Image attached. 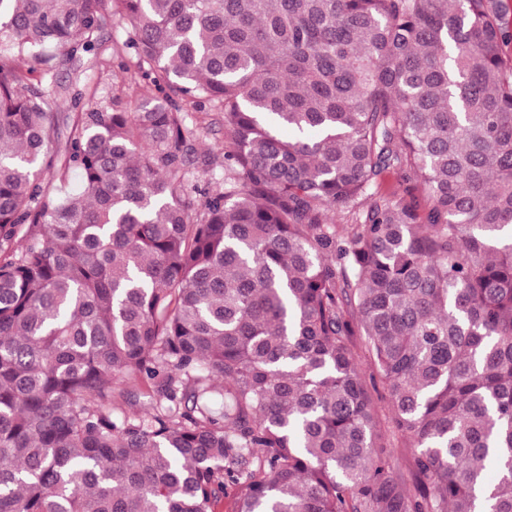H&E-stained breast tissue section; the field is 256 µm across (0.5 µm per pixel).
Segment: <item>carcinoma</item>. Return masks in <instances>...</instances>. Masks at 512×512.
Masks as SVG:
<instances>
[{
    "label": "carcinoma",
    "instance_id": "carcinoma-1",
    "mask_svg": "<svg viewBox=\"0 0 512 512\" xmlns=\"http://www.w3.org/2000/svg\"><path fill=\"white\" fill-rule=\"evenodd\" d=\"M5 2L0 512H512L504 0ZM116 19L153 86L133 108L72 119L14 64L48 75ZM206 111L208 112H192V115L204 121V124L209 127L193 142L195 156L202 159L205 154L211 156L218 154L219 148L225 141L223 112H218L216 109L210 110L208 106ZM372 398L377 411L378 420V434L380 442L387 447L392 453L396 467L394 471L399 476L406 477L404 489L409 495L416 493V488L409 478H407V471L410 467L412 460V452L410 448H403V445L397 442L395 436V429L391 422V404L390 395L386 389L379 386L377 392L372 391Z\"/></svg>",
    "mask_w": 512,
    "mask_h": 512
}]
</instances>
